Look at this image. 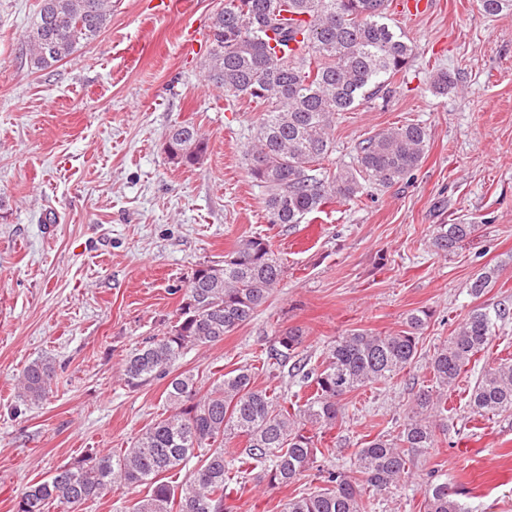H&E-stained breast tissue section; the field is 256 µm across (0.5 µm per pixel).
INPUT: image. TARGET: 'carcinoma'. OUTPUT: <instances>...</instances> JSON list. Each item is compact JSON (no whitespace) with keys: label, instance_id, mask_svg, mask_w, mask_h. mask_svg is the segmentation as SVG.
I'll list each match as a JSON object with an SVG mask.
<instances>
[{"label":"carcinoma","instance_id":"carcinoma-1","mask_svg":"<svg viewBox=\"0 0 512 512\" xmlns=\"http://www.w3.org/2000/svg\"><path fill=\"white\" fill-rule=\"evenodd\" d=\"M112 0H40L28 36V63L46 70L96 40L108 27ZM415 48L388 23L387 0H224L209 25L205 81L224 97L244 99L263 112L245 156L248 174L264 192L269 223L300 224L337 198H351L374 180L392 187L416 170L429 147L427 130L407 124L361 141L355 164L339 171L325 167L334 150L337 116L370 100L402 71ZM454 84L436 71L429 89L445 93ZM208 150L206 137L184 122L168 134L171 162L195 166ZM476 224H436L431 247L454 251L477 231ZM282 258L263 237L241 240L224 264L196 270L176 319L157 336L133 349L122 363L130 388L165 380L167 410L146 427L134 445L117 453L97 451L58 468L44 481L25 488L14 512H63L122 489L144 485L145 496L132 512H228L234 479L257 472L270 488L298 480L317 461V435L343 418L347 394L411 368L420 335L431 313L416 310L401 330L379 335L351 330L331 341L322 362L298 358L304 332L290 327L266 351L269 369L292 365L300 386L312 388L303 404L288 410L281 398L254 385L244 366L220 376L201 392L192 374L175 372L189 350L210 347L249 323L283 280ZM498 269L478 274L468 292L481 297ZM476 307L432 355L435 388L416 393L411 416L395 435H379L353 454L352 469L326 470V487L292 498L284 512H366V491L396 490L411 476L414 459L437 445L448 430L436 413L459 376L490 342L495 319ZM55 377L48 360H34L18 380L20 396L32 404L51 391ZM469 406L480 415L512 413V359L502 358L478 376ZM242 437L246 446L226 458L224 445ZM198 466L180 485L161 475ZM425 512H469L461 492L448 480L431 477L424 491Z\"/></svg>","mask_w":512,"mask_h":512}]
</instances>
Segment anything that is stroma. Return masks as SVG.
<instances>
[{
    "label": "stroma",
    "instance_id": "35a3bbf8",
    "mask_svg": "<svg viewBox=\"0 0 512 512\" xmlns=\"http://www.w3.org/2000/svg\"><path fill=\"white\" fill-rule=\"evenodd\" d=\"M112 0V20L69 61L31 72L26 37L39 0H0V512L26 486L98 450L132 447L166 409L162 381L132 389L123 359L173 320L194 271L223 262L243 238L262 236L286 273L246 325L175 365L203 386L241 366L257 387L308 397L261 359L278 331L299 327L300 358L320 361L353 329L400 330L431 312L418 359L391 379L346 395L322 443L326 466H349L356 448L397 433L418 390L433 387L428 362L476 307L512 313V11L490 17L479 0H430L422 14L389 9L417 49L387 90L344 113L333 167L383 129L417 123L428 151L410 178L337 199L303 223L272 225L244 158L262 114L229 102L204 81L209 24L219 0ZM455 79L428 88L432 69ZM190 122L208 139L201 164L172 163L169 130ZM467 219L477 235L454 253L430 245L433 227ZM500 275L480 298L468 285ZM512 358V316L500 323L448 394V431L412 468L408 484L373 496L368 512H424L436 473L463 491L470 512H512V415L475 414L469 393L483 367ZM55 366L40 404L17 396L33 360ZM311 468L285 487L249 479L226 501L232 512H283L322 487Z\"/></svg>",
    "mask_w": 512,
    "mask_h": 512
}]
</instances>
